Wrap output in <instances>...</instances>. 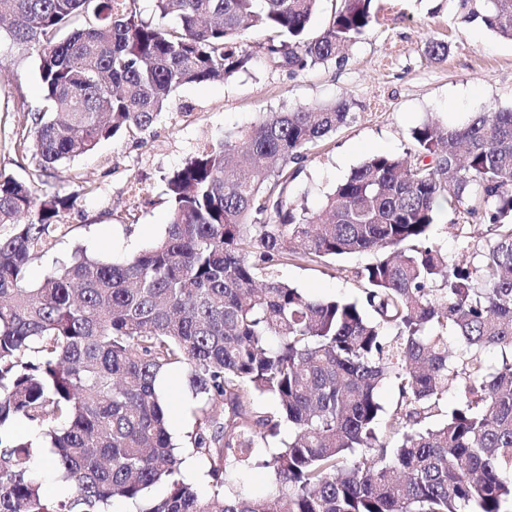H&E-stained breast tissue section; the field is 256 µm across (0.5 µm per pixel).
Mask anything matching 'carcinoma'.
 <instances>
[{
    "label": "carcinoma",
    "mask_w": 512,
    "mask_h": 512,
    "mask_svg": "<svg viewBox=\"0 0 512 512\" xmlns=\"http://www.w3.org/2000/svg\"><path fill=\"white\" fill-rule=\"evenodd\" d=\"M320 0H0V37L37 54L45 109L16 144L36 170L152 125L172 92L234 76L248 34L292 74L340 58L377 21L372 0H339L307 31ZM512 40V0H462ZM443 60L448 44H425ZM353 119L344 102L269 112L190 158L167 181L163 236L118 262L76 250L35 286L30 263L53 248L68 198L42 201L0 177V512H512V108L461 126L414 128V149L372 154L318 212L290 200L307 150ZM480 248L448 256L431 228L442 206ZM373 253L358 300L317 299L279 280L288 261ZM495 350L497 363L484 353ZM201 400L192 453L211 493L182 473L157 380L173 366ZM398 400L386 408L380 387ZM459 402L448 407V391ZM259 396L275 415L251 408ZM446 414L442 423L432 418ZM41 431L61 491L32 468ZM263 498L226 488L281 424ZM166 487L141 508L146 491Z\"/></svg>",
    "instance_id": "obj_1"
}]
</instances>
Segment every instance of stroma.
Instances as JSON below:
<instances>
[{
  "mask_svg": "<svg viewBox=\"0 0 512 512\" xmlns=\"http://www.w3.org/2000/svg\"><path fill=\"white\" fill-rule=\"evenodd\" d=\"M378 20L332 60L293 76L268 62L265 32L248 36L253 59L229 79L186 84L146 130L102 142L34 181L36 196L69 197L54 231L52 251L31 262L30 283L40 282L76 248L119 261L161 236L168 222L166 182L203 148L226 132L250 126L269 112L344 101L353 119L311 150L296 180L294 200L319 210L326 195L370 154L412 148L411 132L440 117L468 122L484 106L512 107V41L498 38L480 21L464 20L460 0H375ZM448 41L447 58L429 60L428 38ZM44 105L37 56L26 45L0 41V174L30 178L33 166L14 145L13 131L28 126ZM31 179V178H30ZM369 254L328 266L284 263L279 278L322 299L359 297L356 278ZM178 393L170 422L172 441L185 446L200 405L184 371L163 375Z\"/></svg>",
  "mask_w": 512,
  "mask_h": 512,
  "instance_id": "35a3bbf8",
  "label": "stroma"
}]
</instances>
